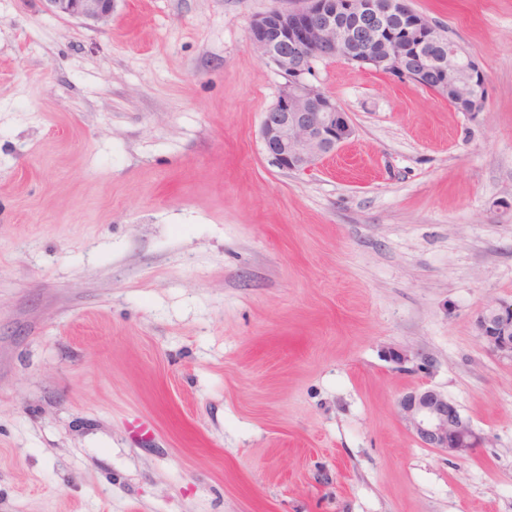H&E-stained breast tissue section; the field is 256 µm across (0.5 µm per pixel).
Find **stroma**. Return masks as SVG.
<instances>
[{
  "mask_svg": "<svg viewBox=\"0 0 512 512\" xmlns=\"http://www.w3.org/2000/svg\"><path fill=\"white\" fill-rule=\"evenodd\" d=\"M409 4L482 111L320 60L356 135L285 172L249 30L296 0H0V512H512V360L475 330L512 301V0ZM417 388L484 447H422ZM47 9L63 19L107 25L114 13L117 0H44Z\"/></svg>",
  "mask_w": 512,
  "mask_h": 512,
  "instance_id": "35a3bbf8",
  "label": "stroma"
}]
</instances>
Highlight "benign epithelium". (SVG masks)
Listing matches in <instances>:
<instances>
[{"label": "benign epithelium", "instance_id": "7a95c632", "mask_svg": "<svg viewBox=\"0 0 512 512\" xmlns=\"http://www.w3.org/2000/svg\"><path fill=\"white\" fill-rule=\"evenodd\" d=\"M63 19L107 25L117 0H45ZM297 10L273 9L250 26L254 49L286 79L263 113L260 136L271 162L286 172L306 171L355 135L348 113L308 80L319 60L343 58L410 80L438 94L452 93L458 110L476 113L486 98V76L473 56L408 0H303ZM476 333L486 347L512 358V303L488 306ZM414 438L426 448L465 455L486 438L459 406L434 389H416L398 401Z\"/></svg>", "mask_w": 512, "mask_h": 512}]
</instances>
